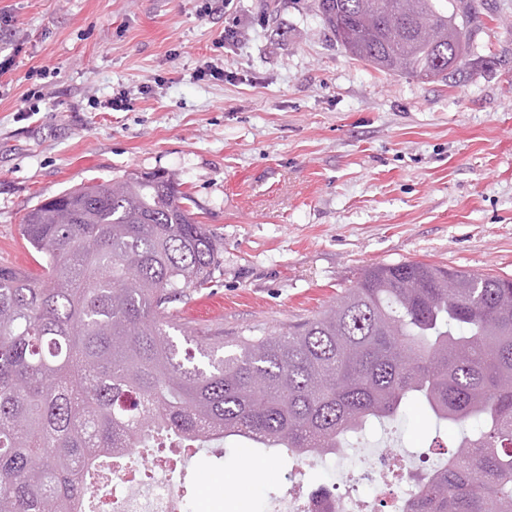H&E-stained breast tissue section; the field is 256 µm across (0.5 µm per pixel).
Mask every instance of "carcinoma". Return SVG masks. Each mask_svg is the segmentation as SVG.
I'll use <instances>...</instances> for the list:
<instances>
[{"label": "carcinoma", "mask_w": 512, "mask_h": 512, "mask_svg": "<svg viewBox=\"0 0 512 512\" xmlns=\"http://www.w3.org/2000/svg\"><path fill=\"white\" fill-rule=\"evenodd\" d=\"M352 56L445 81L470 65L448 0H318ZM161 172L65 190L22 239L42 272L0 266V512H82L118 452L237 440L329 456L412 405L460 435L407 512H512V278L422 261L366 268L317 318L224 341L183 330L169 304L202 289L221 243Z\"/></svg>", "instance_id": "carcinoma-1"}]
</instances>
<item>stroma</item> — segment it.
Here are the masks:
<instances>
[{
    "label": "stroma",
    "mask_w": 512,
    "mask_h": 512,
    "mask_svg": "<svg viewBox=\"0 0 512 512\" xmlns=\"http://www.w3.org/2000/svg\"><path fill=\"white\" fill-rule=\"evenodd\" d=\"M204 2L0 0V265L39 273L19 226L41 201L158 171L223 246L209 287L170 309L228 352L323 313L369 266L512 277V0H448L470 65L435 83L355 60L318 0ZM217 58L223 80L198 79ZM120 92L128 110L104 109ZM454 441L414 406L338 460L229 441L184 464L185 498L265 512L287 475L332 484L375 446L435 469Z\"/></svg>",
    "instance_id": "35a3bbf8"
}]
</instances>
